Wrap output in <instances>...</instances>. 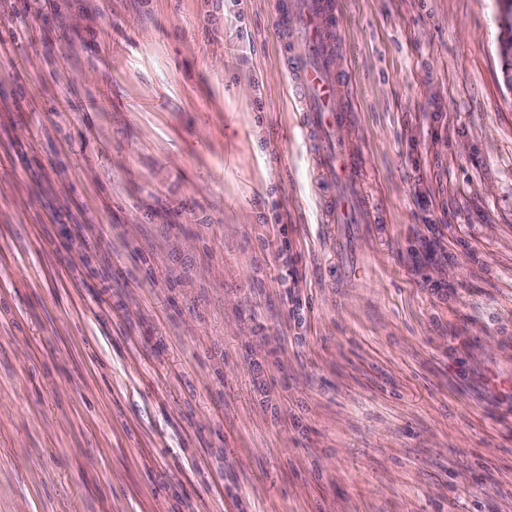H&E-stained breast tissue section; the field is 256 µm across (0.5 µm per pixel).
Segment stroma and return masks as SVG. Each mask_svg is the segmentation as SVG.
I'll use <instances>...</instances> for the list:
<instances>
[{
    "label": "stroma",
    "mask_w": 512,
    "mask_h": 512,
    "mask_svg": "<svg viewBox=\"0 0 512 512\" xmlns=\"http://www.w3.org/2000/svg\"><path fill=\"white\" fill-rule=\"evenodd\" d=\"M281 2L0 0V512H512L497 0H338L348 279Z\"/></svg>",
    "instance_id": "stroma-1"
}]
</instances>
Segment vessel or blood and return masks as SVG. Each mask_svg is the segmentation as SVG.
<instances>
[{
  "label": "vessel or blood",
  "mask_w": 512,
  "mask_h": 512,
  "mask_svg": "<svg viewBox=\"0 0 512 512\" xmlns=\"http://www.w3.org/2000/svg\"><path fill=\"white\" fill-rule=\"evenodd\" d=\"M335 0H283L276 17L286 69L298 99L302 129L311 143L312 167L326 189L322 202L327 223L335 225L342 274L357 273L343 228L369 224L373 212L362 190L359 151L347 145L343 130L352 118L348 101L336 91ZM303 44L304 54L293 51Z\"/></svg>",
  "instance_id": "b4317fda"
}]
</instances>
